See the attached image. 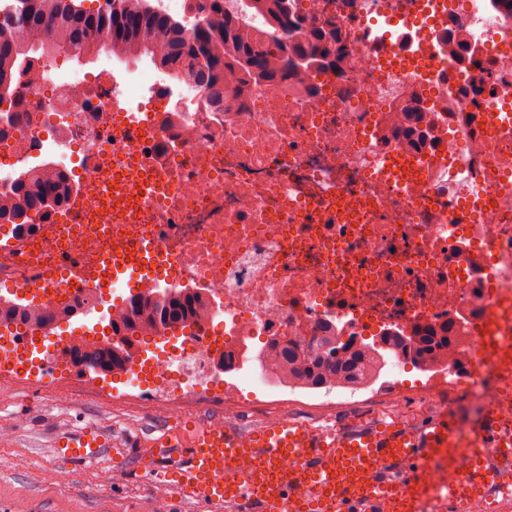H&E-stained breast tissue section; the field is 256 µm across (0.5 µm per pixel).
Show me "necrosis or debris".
I'll return each mask as SVG.
<instances>
[{"instance_id": "obj_1", "label": "necrosis or debris", "mask_w": 512, "mask_h": 512, "mask_svg": "<svg viewBox=\"0 0 512 512\" xmlns=\"http://www.w3.org/2000/svg\"><path fill=\"white\" fill-rule=\"evenodd\" d=\"M337 31L335 67H300L281 84L225 72L216 110L178 73L100 62L93 73L17 72L0 113V193L42 163L77 185L83 208L50 217L0 252V282L28 288L33 267L65 255L83 265L110 246L152 245L171 289L207 293L198 331L146 351L143 375L174 400L224 392L234 407L275 398L271 378L238 368L253 342L391 330L470 333L462 355L425 360L436 397L456 381L479 400L512 382L473 330L512 340V8L504 0H288ZM156 118L148 135L131 125ZM142 174L125 177L128 162ZM354 213L356 224L343 221ZM223 322V334L212 332ZM227 357L217 369V354Z\"/></svg>"}]
</instances>
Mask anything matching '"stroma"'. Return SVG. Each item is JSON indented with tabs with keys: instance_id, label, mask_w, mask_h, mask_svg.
Masks as SVG:
<instances>
[{
	"instance_id": "1",
	"label": "stroma",
	"mask_w": 512,
	"mask_h": 512,
	"mask_svg": "<svg viewBox=\"0 0 512 512\" xmlns=\"http://www.w3.org/2000/svg\"><path fill=\"white\" fill-rule=\"evenodd\" d=\"M280 391L283 399L276 403L251 400L236 418L240 426L247 429L277 415L315 426L373 418L387 415L396 400L412 420L432 418L424 393L402 385L400 375L389 370L355 397L345 388L329 396L285 385ZM437 401L461 430L472 426L484 409L452 384L442 387ZM92 424L144 452L178 428L150 383H98L76 370L58 369L49 377L38 368L22 377L0 372V512H151L158 502L166 512H209L205 504L186 499L141 469L136 458L81 464L56 454L53 443L59 433Z\"/></svg>"
}]
</instances>
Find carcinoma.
<instances>
[{
  "instance_id": "cac0c4a2",
  "label": "carcinoma",
  "mask_w": 512,
  "mask_h": 512,
  "mask_svg": "<svg viewBox=\"0 0 512 512\" xmlns=\"http://www.w3.org/2000/svg\"><path fill=\"white\" fill-rule=\"evenodd\" d=\"M25 18L18 25L0 22V104L10 93V83L16 67L28 54L45 52L69 58H88L102 52L115 57L127 50H135L165 72L189 69L197 90L209 95L220 108L224 107V92L218 86L219 74L230 68L247 75L254 83L278 79L288 81L294 70L288 59L284 38L302 30L304 20L288 10V0H252L249 11L265 13L277 21L282 38L270 42L258 41L239 17L224 11V5H214L202 14V22L189 32L181 22L169 15L160 20L149 16L151 8L146 0H113L112 10L119 13L114 20L94 26L65 21L74 6V0H24ZM311 44L295 51L312 62H326L332 66L343 57L344 46L336 33L315 29L310 32ZM54 196L56 207H62L71 195V184L66 174L53 177L41 168H31L14 183L10 199L0 204V225L36 226L47 219L43 213L44 200ZM205 305L204 296L194 289L162 292L137 300L128 297L120 303L119 320L112 323L115 335L148 338L159 329L175 331L185 328L198 317ZM49 312V308L30 302L1 303L0 324L10 320L16 325H34ZM462 331L453 330L451 336H437L426 332L410 348L392 338L387 353L374 342L352 338L345 342L338 336H315L303 343L284 340L271 346L278 363L288 367L282 374H274L267 364V354L259 351L255 361L263 374H272L280 383L306 389L326 387L354 388L375 382L385 366V357L403 356L413 361L424 359L441 345L461 340ZM131 341L118 343L113 349L99 346L91 351L98 361H112L118 370L130 357Z\"/></svg>"
}]
</instances>
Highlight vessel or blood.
Returning a JSON list of instances; mask_svg holds the SVG:
<instances>
[{"label": "vessel or blood", "mask_w": 512, "mask_h": 512, "mask_svg": "<svg viewBox=\"0 0 512 512\" xmlns=\"http://www.w3.org/2000/svg\"><path fill=\"white\" fill-rule=\"evenodd\" d=\"M101 266L120 269L138 291L155 254L130 262L109 250ZM59 455L87 463L114 455L100 428L60 434ZM442 464L450 481L426 485L422 469ZM143 467L212 512H435L512 499V421L489 401L480 421L459 435L449 415L415 425L401 420L314 427L285 417L242 431L231 423L186 421Z\"/></svg>", "instance_id": "b4317fda"}]
</instances>
